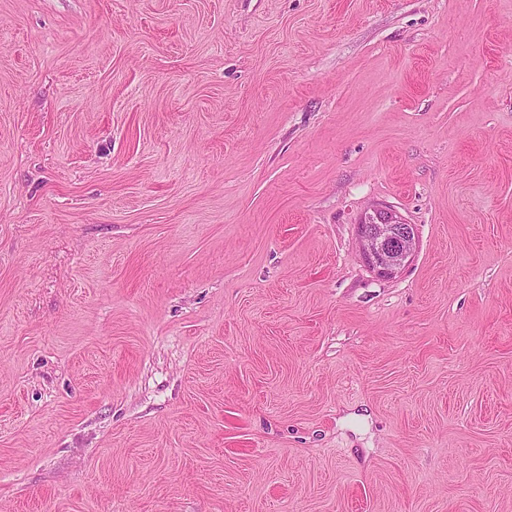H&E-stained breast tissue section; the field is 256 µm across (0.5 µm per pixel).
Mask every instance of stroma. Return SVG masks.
<instances>
[{"label": "stroma", "mask_w": 512, "mask_h": 512, "mask_svg": "<svg viewBox=\"0 0 512 512\" xmlns=\"http://www.w3.org/2000/svg\"><path fill=\"white\" fill-rule=\"evenodd\" d=\"M0 512H512V0H0ZM362 255L380 277L392 278L413 257L417 237L413 224L386 208H374L358 225Z\"/></svg>", "instance_id": "35a3bbf8"}]
</instances>
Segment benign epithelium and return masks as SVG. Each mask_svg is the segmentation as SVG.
Instances as JSON below:
<instances>
[{"label": "benign epithelium", "mask_w": 512, "mask_h": 512, "mask_svg": "<svg viewBox=\"0 0 512 512\" xmlns=\"http://www.w3.org/2000/svg\"><path fill=\"white\" fill-rule=\"evenodd\" d=\"M358 229L362 255L380 277L395 276L415 253L414 226L385 208L373 209Z\"/></svg>", "instance_id": "obj_1"}]
</instances>
